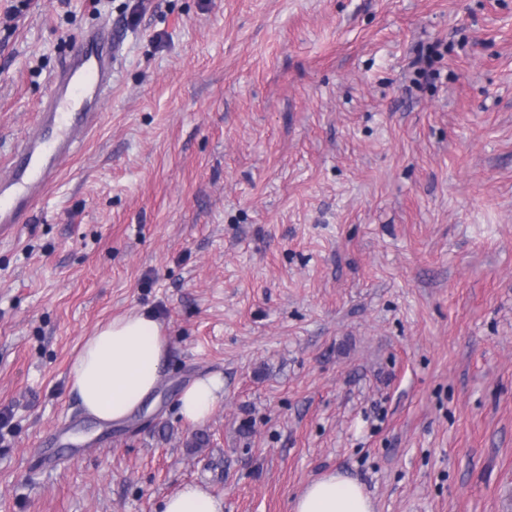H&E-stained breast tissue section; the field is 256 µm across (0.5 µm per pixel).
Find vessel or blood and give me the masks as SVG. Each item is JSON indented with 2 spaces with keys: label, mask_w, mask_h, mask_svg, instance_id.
Returning a JSON list of instances; mask_svg holds the SVG:
<instances>
[{
  "label": "vessel or blood",
  "mask_w": 512,
  "mask_h": 512,
  "mask_svg": "<svg viewBox=\"0 0 512 512\" xmlns=\"http://www.w3.org/2000/svg\"><path fill=\"white\" fill-rule=\"evenodd\" d=\"M116 46L106 30L92 29L75 41L54 76L36 127L22 140L7 179L0 181V233L13 230L55 180L61 159L98 126L112 89Z\"/></svg>",
  "instance_id": "1"
}]
</instances>
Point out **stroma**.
I'll return each mask as SVG.
<instances>
[{"label": "stroma", "instance_id": "1", "mask_svg": "<svg viewBox=\"0 0 512 512\" xmlns=\"http://www.w3.org/2000/svg\"><path fill=\"white\" fill-rule=\"evenodd\" d=\"M104 25L101 122L0 238V512H292L334 471L512 512V0H0V179ZM136 311L161 383L94 419L70 365ZM224 399V381L218 376L195 379L181 393L179 414L192 423L208 420ZM223 498L205 486L187 484L162 502L161 512H223Z\"/></svg>", "mask_w": 512, "mask_h": 512}]
</instances>
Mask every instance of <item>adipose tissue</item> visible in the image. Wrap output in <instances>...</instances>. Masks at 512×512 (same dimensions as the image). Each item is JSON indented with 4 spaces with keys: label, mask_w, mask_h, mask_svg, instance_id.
Returning a JSON list of instances; mask_svg holds the SVG:
<instances>
[{
    "label": "adipose tissue",
    "mask_w": 512,
    "mask_h": 512,
    "mask_svg": "<svg viewBox=\"0 0 512 512\" xmlns=\"http://www.w3.org/2000/svg\"><path fill=\"white\" fill-rule=\"evenodd\" d=\"M168 350L169 341L150 314L135 312L100 326L86 338L70 370L85 413L102 421L126 420L156 390ZM223 399L218 376L200 377L181 393L179 413L200 423ZM161 512H224V500L205 486L188 484L163 500ZM292 512H374V505L357 481L332 472L308 484Z\"/></svg>",
    "instance_id": "adipose-tissue-1"
}]
</instances>
